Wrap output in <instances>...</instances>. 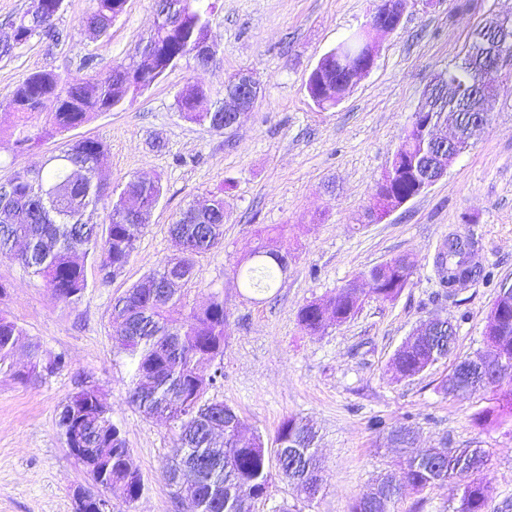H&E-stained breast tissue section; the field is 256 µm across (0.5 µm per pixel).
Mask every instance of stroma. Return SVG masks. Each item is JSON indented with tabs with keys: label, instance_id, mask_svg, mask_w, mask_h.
I'll return each instance as SVG.
<instances>
[{
	"label": "stroma",
	"instance_id": "1",
	"mask_svg": "<svg viewBox=\"0 0 512 512\" xmlns=\"http://www.w3.org/2000/svg\"><path fill=\"white\" fill-rule=\"evenodd\" d=\"M213 2L211 37L220 65L183 61L123 107L28 151L0 138V181L58 155L66 141L97 138L106 146L103 171L114 189L135 176L163 188L129 264L106 283L87 267L88 288L78 302L58 299L17 261L0 256V283L7 288L0 312L24 330L12 369L0 370V512H75L73 492L91 478L69 453L58 418L87 383L99 386L146 482L134 504L113 498L112 512H188L161 477L178 427L129 403L132 369L111 338L110 315L115 299L176 254L169 226L179 212L217 192L229 215L224 243L196 256L200 275L183 287L187 306H202L217 292L229 314L222 374L204 397L234 407L270 448L288 417L314 422L325 465L313 501L276 476L253 512H276L283 504L290 512H349L381 473L402 476L399 453L376 445L375 417L412 426L424 447L486 449L479 477L490 490L487 512H512V421H474L477 412L497 408V391L462 396L439 389L455 358L484 350L499 286L512 283V67L502 72L510 91L493 102L488 125L447 176L382 220H363L426 86L462 62L488 14L512 16V0H406L399 27L377 38L371 71L327 109L310 99L309 75L325 52L367 28L373 0ZM92 6V0H64L53 34L34 35L0 59V102L37 71L72 79L106 74L154 26L151 0H127L108 36L93 42L80 28ZM241 71L254 73L260 92L235 130L217 133L181 116L182 89L199 84L220 95ZM279 226L292 254L286 274L266 292L243 287L235 269L251 265L261 242H275ZM452 238L473 243L482 275L451 293L440 285L437 260ZM398 256L415 267L395 299L369 293L347 322L315 335L301 329L304 304ZM435 316L457 327L452 357L418 377H401L392 364L395 351ZM35 343L39 375L20 379ZM59 354L65 367L50 370Z\"/></svg>",
	"mask_w": 512,
	"mask_h": 512
}]
</instances>
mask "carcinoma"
Segmentation results:
<instances>
[{"mask_svg":"<svg viewBox=\"0 0 512 512\" xmlns=\"http://www.w3.org/2000/svg\"><path fill=\"white\" fill-rule=\"evenodd\" d=\"M64 0H31L29 8L13 25V36L0 40V59L12 55L16 45L32 35L53 30ZM124 0H95L86 17L89 38L109 35L112 23L123 12ZM156 23L144 44L134 54L112 65L103 76L70 80L52 70L31 74L0 104V133L7 130L19 150L30 149L47 136L77 128L101 112L119 108L130 94H137L159 81L165 73L190 58V47L208 36L211 5L207 0H153ZM494 44L467 54L453 68L462 76L455 89L435 83L429 96L428 117L436 124L456 127L461 145L468 147L490 120H471L483 103L504 89L503 80L484 69V53ZM330 52L311 72L307 91L320 108L336 105L348 92L347 69ZM55 98L59 107L43 116L45 102ZM210 98L201 85H189L176 97L185 118L203 123L215 132L224 131V101L218 99L206 110L200 102ZM45 121H40V117ZM106 148L102 141L85 138L65 145L60 154L39 166L14 171L7 189L0 192V255H12L19 264L61 300H79L88 281L85 262L97 264L101 280L119 274L135 251L132 228L147 224L162 190L159 182L129 180L119 193L103 180L101 168ZM398 153L403 160L422 167L431 153L430 143L405 133ZM52 200L45 205L41 192ZM395 197L418 196L419 182L402 178L392 186ZM108 210L107 236L85 219L86 212ZM224 199L199 198L176 217L169 230L182 245V255L162 262L134 284L112 306V338L130 361L132 380L129 401L148 416H161L180 424L178 454L162 470V478L187 500L190 512H252V504L268 495L271 484L270 454H275L279 476L294 485L309 500L321 488L323 471L319 457V434L301 419L290 417L277 431L274 452H269L258 434L242 433L236 410L222 401H207L203 395L215 377H204L198 367L210 364L224 353L229 318L224 298L215 293L199 309H186L180 285L197 276L194 257L218 247L224 239ZM470 244L448 246L441 286L453 292L475 277ZM258 261L237 272L243 285L258 291L273 288L288 269V247H259ZM413 266L407 258L384 271L371 268L361 280L382 300L394 299L406 286ZM364 289L340 288L325 299L306 303L298 322L310 334L324 331L327 323L341 324L357 312ZM424 331L411 335L394 357L402 376L420 375L448 355V337L454 325L442 319L421 323ZM23 329L0 312V365L11 357ZM481 353L458 361L441 390L446 394L474 395L500 385L503 377L487 378L490 362L499 361L512 377V296L497 295L488 316ZM512 417V388L503 392L495 412H482L475 421L483 424L494 415ZM59 428L70 451L83 463L91 478L106 492L126 503L138 501L145 481L133 465L130 448L121 430L112 423L96 386H87L69 398L59 416ZM372 429L385 448L397 449L404 458L405 483L391 474L377 478L357 498L350 512H397L404 486L416 490L446 484L452 496L450 512H487L489 490L474 478L487 462L483 448H438L418 446L408 425L389 426L383 419Z\"/></svg>","mask_w":512,"mask_h":512,"instance_id":"obj_1","label":"carcinoma"}]
</instances>
